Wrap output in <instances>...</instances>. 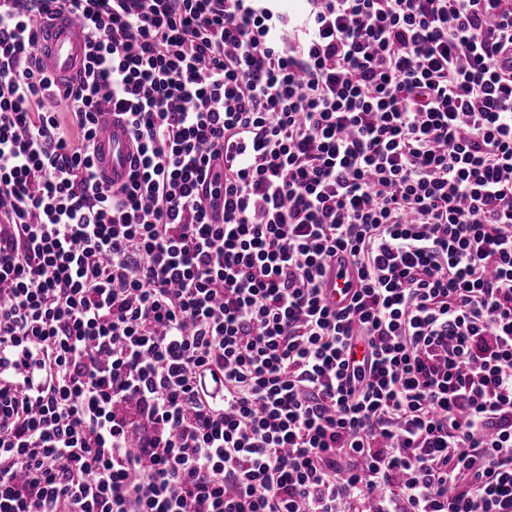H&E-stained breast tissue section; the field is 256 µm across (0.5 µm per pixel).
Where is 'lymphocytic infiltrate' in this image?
Wrapping results in <instances>:
<instances>
[{
    "label": "lymphocytic infiltrate",
    "instance_id": "obj_1",
    "mask_svg": "<svg viewBox=\"0 0 512 512\" xmlns=\"http://www.w3.org/2000/svg\"><path fill=\"white\" fill-rule=\"evenodd\" d=\"M309 5L0 0V512H512V0ZM89 34L72 15L55 16L45 23L36 44V59L56 82L60 95L82 67ZM130 130L110 114H104L95 142L96 164L100 177L115 185L122 184L135 157ZM350 281L352 275L344 263L333 260L328 264L324 288L327 301L332 307H342L348 302L350 290L346 291V288H349Z\"/></svg>",
    "mask_w": 512,
    "mask_h": 512
}]
</instances>
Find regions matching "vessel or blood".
<instances>
[{
  "mask_svg": "<svg viewBox=\"0 0 512 512\" xmlns=\"http://www.w3.org/2000/svg\"><path fill=\"white\" fill-rule=\"evenodd\" d=\"M89 39L80 20L71 14L53 17L45 23L36 44V59L42 70L56 82L58 91L79 73ZM96 164L102 179L122 184L135 157V145L130 130L111 115H104L95 142ZM352 275L349 267L333 261L327 266L325 294L332 307L344 306Z\"/></svg>",
  "mask_w": 512,
  "mask_h": 512,
  "instance_id": "vessel-or-blood-1",
  "label": "vessel or blood"
}]
</instances>
